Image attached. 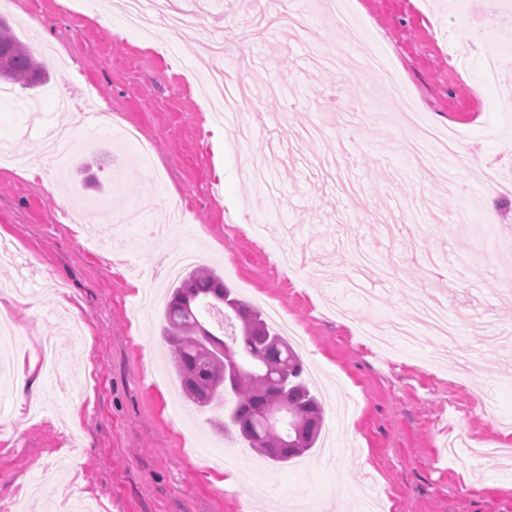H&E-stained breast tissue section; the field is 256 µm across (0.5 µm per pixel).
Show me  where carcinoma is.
<instances>
[{
	"mask_svg": "<svg viewBox=\"0 0 512 512\" xmlns=\"http://www.w3.org/2000/svg\"><path fill=\"white\" fill-rule=\"evenodd\" d=\"M48 81L45 68L1 18L0 82L35 89ZM161 336L193 405L204 411L233 395L225 432L281 466L314 447L324 409L303 378L302 360L215 272H186L173 288Z\"/></svg>",
	"mask_w": 512,
	"mask_h": 512,
	"instance_id": "cac0c4a2",
	"label": "carcinoma"
}]
</instances>
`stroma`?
<instances>
[{
	"instance_id": "obj_1",
	"label": "stroma",
	"mask_w": 512,
	"mask_h": 512,
	"mask_svg": "<svg viewBox=\"0 0 512 512\" xmlns=\"http://www.w3.org/2000/svg\"><path fill=\"white\" fill-rule=\"evenodd\" d=\"M198 26L224 39L247 63L235 79L255 88L245 113L255 132L226 124L222 151L199 94L212 61L196 36H147L125 17L75 0H0V16L49 70L37 89L0 85V239L31 264V293L0 296V318L24 351L56 337L58 370L37 389L51 403L0 388V499L18 484L66 470L67 478L28 497L23 512H68L72 474L112 512H285L307 492L323 512H358L368 487L374 512H512V298L500 272L512 266V116L487 108L503 88L484 85L483 58L466 69L447 43L488 29L505 76L512 77V19L487 27L488 0H351L364 37L397 71L392 85L369 72L318 74L313 52L342 44L340 27L309 14V45L289 42L276 24L233 38L247 25L242 0H183ZM411 100L413 129H468L456 158L407 152L410 130L392 110ZM76 100L79 131L68 166L80 198L141 212V225L71 223L60 202L31 179L42 153L38 115L57 117ZM138 127L150 139L154 182L130 168L137 142L122 145L100 126ZM316 123L322 137L297 143L295 127ZM498 166L509 185L491 189ZM184 221L174 239L151 235L171 204ZM473 206L454 231L459 205ZM200 251L241 299L278 308L296 336L310 388L324 405L317 451L278 467L212 423L162 376H173L160 336L162 307L135 309L143 290L175 284L160 258ZM436 295L462 320L456 342L419 326L392 338V351L366 347L360 329L388 333Z\"/></svg>"
}]
</instances>
